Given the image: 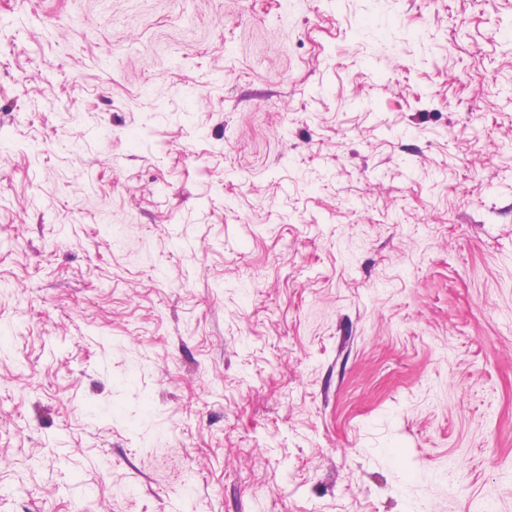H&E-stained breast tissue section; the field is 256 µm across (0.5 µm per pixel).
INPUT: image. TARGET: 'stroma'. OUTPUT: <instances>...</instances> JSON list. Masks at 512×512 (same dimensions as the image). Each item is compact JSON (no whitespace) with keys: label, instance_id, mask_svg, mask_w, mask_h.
Listing matches in <instances>:
<instances>
[{"label":"stroma","instance_id":"35a3bbf8","mask_svg":"<svg viewBox=\"0 0 512 512\" xmlns=\"http://www.w3.org/2000/svg\"><path fill=\"white\" fill-rule=\"evenodd\" d=\"M512 512V0H0V512Z\"/></svg>","mask_w":512,"mask_h":512}]
</instances>
